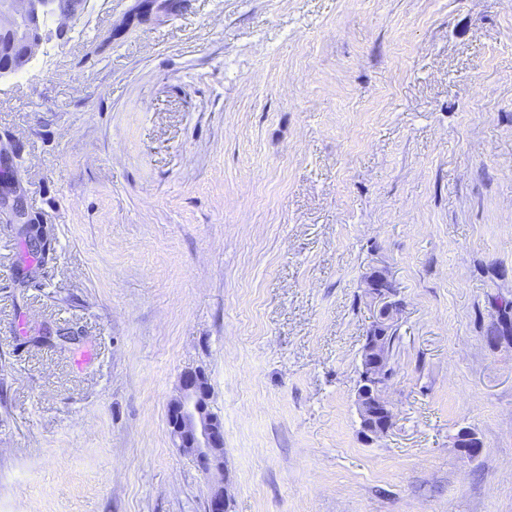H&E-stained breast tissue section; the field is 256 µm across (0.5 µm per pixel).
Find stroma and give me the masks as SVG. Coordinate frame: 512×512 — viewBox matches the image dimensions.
I'll list each match as a JSON object with an SVG mask.
<instances>
[{
  "mask_svg": "<svg viewBox=\"0 0 512 512\" xmlns=\"http://www.w3.org/2000/svg\"><path fill=\"white\" fill-rule=\"evenodd\" d=\"M138 2L48 19L0 80V188L50 240L32 266L0 218V512H205L167 427L189 369L227 512H512V0ZM365 294L375 313L366 332V336L373 340L361 350L360 383L356 390L355 403L362 433L370 441L388 433L394 424L393 410L385 398V391L392 378L388 359L393 348L384 339L391 335L398 323L402 302L398 299L399 292L393 280L383 269L374 270L369 276ZM397 338L396 333L392 334L389 337L390 343L394 345ZM364 393L372 396L367 405L364 404ZM369 418H380V422L377 426L372 425L368 422Z\"/></svg>",
  "mask_w": 512,
  "mask_h": 512,
  "instance_id": "1",
  "label": "stroma"
}]
</instances>
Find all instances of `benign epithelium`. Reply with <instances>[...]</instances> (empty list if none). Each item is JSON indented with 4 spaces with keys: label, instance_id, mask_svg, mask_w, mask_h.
Masks as SVG:
<instances>
[{
    "label": "benign epithelium",
    "instance_id": "benign-epithelium-1",
    "mask_svg": "<svg viewBox=\"0 0 512 512\" xmlns=\"http://www.w3.org/2000/svg\"><path fill=\"white\" fill-rule=\"evenodd\" d=\"M52 16L62 25L72 16L63 11L59 0H0V34L10 37L19 54L0 66V78L23 71L42 43L44 20ZM13 224H25L18 197L0 199ZM388 272L375 270L369 276L366 298L374 318L366 332L372 341L361 350L356 407L362 433L372 440L388 433L394 424L393 410L385 398L392 378L388 359L391 347L385 337L391 335L399 320L402 302ZM210 389L205 376L186 371L180 378L179 395L168 409L167 424L175 447L197 459L201 471L212 478L207 512H226L224 495V422L209 406Z\"/></svg>",
    "mask_w": 512,
    "mask_h": 512
}]
</instances>
